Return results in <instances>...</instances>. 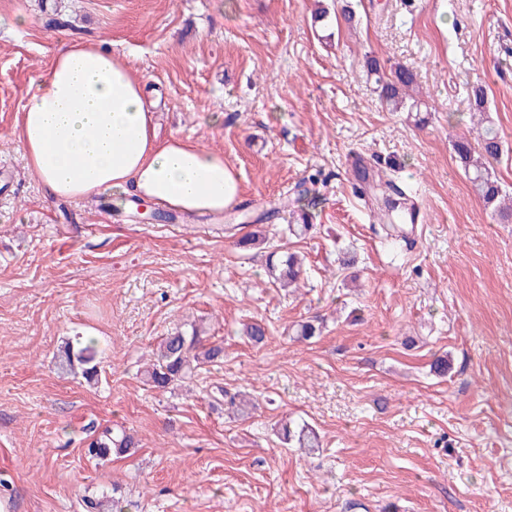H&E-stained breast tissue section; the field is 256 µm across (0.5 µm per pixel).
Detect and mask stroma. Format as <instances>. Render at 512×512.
Wrapping results in <instances>:
<instances>
[{
	"mask_svg": "<svg viewBox=\"0 0 512 512\" xmlns=\"http://www.w3.org/2000/svg\"><path fill=\"white\" fill-rule=\"evenodd\" d=\"M351 3L348 18L334 0H0V504L87 512L116 493L131 512H512V217L474 192L452 146L485 85L512 193V0ZM71 40L107 42L145 77L161 137L223 152L242 188L232 207L146 223L109 194L47 193L10 131ZM372 60L412 70L419 111L380 102ZM381 178L422 206L421 232L382 235ZM249 233L260 244L240 248ZM273 251L302 258L296 291L271 282ZM309 320L320 336L297 340ZM253 321L264 345L242 334ZM194 323L223 362L151 388L153 350ZM88 334L94 383L58 365ZM439 356L447 375L430 369ZM227 392L256 410L234 417ZM285 418L319 448L283 447ZM107 426L137 447L88 456Z\"/></svg>",
	"mask_w": 512,
	"mask_h": 512,
	"instance_id": "stroma-1",
	"label": "stroma"
}]
</instances>
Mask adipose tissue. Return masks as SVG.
<instances>
[{
  "instance_id": "adipose-tissue-1",
  "label": "adipose tissue",
  "mask_w": 512,
  "mask_h": 512,
  "mask_svg": "<svg viewBox=\"0 0 512 512\" xmlns=\"http://www.w3.org/2000/svg\"><path fill=\"white\" fill-rule=\"evenodd\" d=\"M13 137L53 196L88 201L134 192L186 214L219 215L240 185L222 152L189 139H160L144 78L98 42L58 50L32 81Z\"/></svg>"
}]
</instances>
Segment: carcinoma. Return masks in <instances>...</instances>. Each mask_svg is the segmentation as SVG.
I'll return each instance as SVG.
<instances>
[{
    "label": "carcinoma",
    "instance_id": "carcinoma-1",
    "mask_svg": "<svg viewBox=\"0 0 512 512\" xmlns=\"http://www.w3.org/2000/svg\"><path fill=\"white\" fill-rule=\"evenodd\" d=\"M370 73L376 75L377 90L380 100L393 111H416L419 99L411 91L415 83L413 72L399 66L388 77L379 75L377 65L369 63ZM453 148L465 174L468 176L477 195L488 205L501 206L508 198L491 164L498 160L503 152L499 131L489 117L477 121L476 134L473 138L460 136L453 141ZM271 276L281 287L288 288L301 280L302 262L295 255H286L277 261H269ZM203 329L196 326L188 334L177 329L164 337L155 363L143 371L145 382L158 390H166L174 385L186 382L193 376L196 369L203 364L215 363L224 357V346L205 343L201 336ZM79 348L66 343L60 355V365L74 370L80 365L82 375L89 381L97 377L95 363L98 349L95 340L78 341ZM231 412L238 416H247L255 408L254 403L244 395L224 394ZM276 434L280 442L290 448H317L319 440L316 432L307 424L284 422ZM132 436L121 430L115 432L110 428L103 429L87 443V454L93 458L104 459L112 452L122 453L134 447Z\"/></svg>",
    "mask_w": 512,
    "mask_h": 512
}]
</instances>
